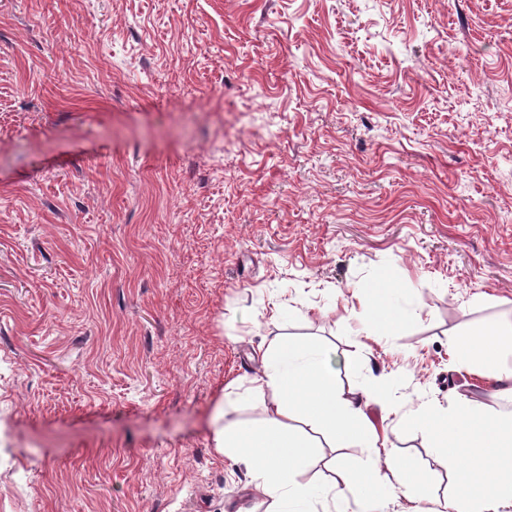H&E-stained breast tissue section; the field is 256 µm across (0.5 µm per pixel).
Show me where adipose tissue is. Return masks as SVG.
I'll use <instances>...</instances> for the list:
<instances>
[{
  "instance_id": "1",
  "label": "adipose tissue",
  "mask_w": 512,
  "mask_h": 512,
  "mask_svg": "<svg viewBox=\"0 0 512 512\" xmlns=\"http://www.w3.org/2000/svg\"><path fill=\"white\" fill-rule=\"evenodd\" d=\"M395 283L355 284L351 294L362 305V326L376 336H394L408 321L392 299ZM453 346L468 364L491 370L507 381L512 397V325L479 327L456 337ZM261 369L251 380L252 393L263 397V426L215 422L211 444L219 455L244 465L256 488L268 498L269 512H283L291 502L313 499L311 486L296 481L298 470L312 458V442L288 424L299 417L316 428L327 447L358 443L370 448L369 462L357 472L332 467L325 493L341 512H385L387 492L408 501L427 490L422 472L399 458L392 442L380 440L364 412L368 402L392 412L382 380L362 392L336 385L329 354L284 336L263 340ZM403 425L420 429L436 450L438 463L455 474L458 489L444 501L443 512H512V414L496 413L461 400L445 410L406 415Z\"/></svg>"
}]
</instances>
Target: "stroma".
Masks as SVG:
<instances>
[{"mask_svg":"<svg viewBox=\"0 0 512 512\" xmlns=\"http://www.w3.org/2000/svg\"><path fill=\"white\" fill-rule=\"evenodd\" d=\"M388 279L375 339L350 287ZM511 320L512 0H0V512H265L210 440L263 423V337L510 413L449 346ZM390 438L430 492L386 512H433L453 476ZM351 294L363 303L362 326L374 336H396L408 321V313L392 299L393 282L382 286L351 285Z\"/></svg>","mask_w":512,"mask_h":512,"instance_id":"obj_1","label":"stroma"}]
</instances>
